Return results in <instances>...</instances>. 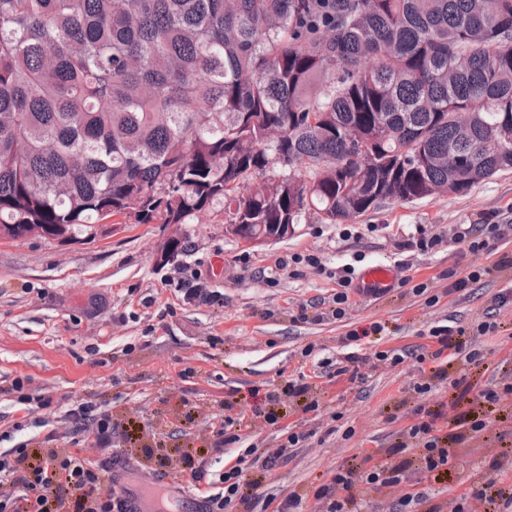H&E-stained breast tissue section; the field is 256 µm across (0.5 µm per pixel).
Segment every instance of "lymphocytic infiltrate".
<instances>
[{
    "label": "lymphocytic infiltrate",
    "mask_w": 512,
    "mask_h": 512,
    "mask_svg": "<svg viewBox=\"0 0 512 512\" xmlns=\"http://www.w3.org/2000/svg\"><path fill=\"white\" fill-rule=\"evenodd\" d=\"M494 304L496 321L479 322L471 330L433 326L427 344L411 351H362L365 339L383 332L378 322L348 332L345 342L352 351L339 363L337 377L361 383L374 371L395 369L412 357L424 366L412 384L419 402L412 423L381 456L346 459L313 491L285 492L269 485L275 470L304 447L310 437L304 430L288 429L275 448L243 449L219 474L212 470L213 461L241 443L240 434L215 428L207 448H182L180 460L200 495V512H363L367 497L375 493L388 496L386 512H512V483L496 478L468 479L461 493L443 500L434 490L455 468L457 445L485 434L503 415L505 401H512V378L477 389L468 374L485 363L484 336L498 333L502 320L512 319V299L500 293ZM458 361L462 370L449 374ZM438 382L447 384L451 394L444 410L432 399ZM63 422L67 447L17 448L11 457L0 458V512H136L122 491L102 489L109 464L120 458L112 443L131 438L128 427L90 402L65 411ZM92 449L99 451L98 459H89Z\"/></svg>",
    "instance_id": "lymphocytic-infiltrate-1"
}]
</instances>
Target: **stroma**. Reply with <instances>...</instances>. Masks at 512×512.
<instances>
[{
	"label": "stroma",
	"instance_id": "35a3bbf8",
	"mask_svg": "<svg viewBox=\"0 0 512 512\" xmlns=\"http://www.w3.org/2000/svg\"><path fill=\"white\" fill-rule=\"evenodd\" d=\"M489 215L505 227L494 250L474 256L453 242L461 225ZM419 227L441 241L432 253H406L408 266L397 276L426 283L437 305L403 287L380 299L351 295L343 319L329 316L336 282L327 271L357 259L393 264L399 240ZM173 237L186 242V251L163 261ZM307 252L320 257L323 269L279 268V258ZM505 253L512 254V169L466 195L387 203L336 224L312 218L294 235L260 245L233 233L220 204L187 224H121L108 216L89 241L0 239V454L44 440L58 430L59 416L89 401L113 421L161 435L175 460L184 440L205 447L199 419L237 418L241 408L303 374L318 411L303 413L299 399L280 396L269 407L277 424L251 417V440L269 447L283 429L304 424L313 436L296 459L277 468L274 485L318 487L346 458L394 444L418 403L411 385L420 374L411 361L361 384L336 380L346 333L379 322L386 326L381 348H412L446 319L465 327L485 320L493 294L512 289V269L494 268ZM473 265L493 272L448 293L447 271L462 276ZM180 282L201 283L222 300L183 303L175 290ZM310 344L315 350L308 356ZM42 396L51 397V406L39 407ZM190 413L196 424H185ZM347 426L355 433L346 440L340 430ZM511 428L507 420L462 444L449 493L467 478L492 475L488 450L498 432Z\"/></svg>",
	"mask_w": 512,
	"mask_h": 512
}]
</instances>
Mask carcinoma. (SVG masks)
Instances as JSON below:
<instances>
[{"label": "carcinoma", "instance_id": "carcinoma-1", "mask_svg": "<svg viewBox=\"0 0 512 512\" xmlns=\"http://www.w3.org/2000/svg\"><path fill=\"white\" fill-rule=\"evenodd\" d=\"M512 168V0H0V237L275 224Z\"/></svg>", "mask_w": 512, "mask_h": 512}]
</instances>
